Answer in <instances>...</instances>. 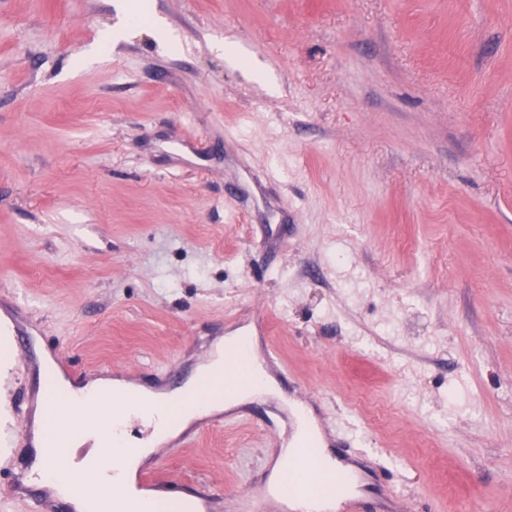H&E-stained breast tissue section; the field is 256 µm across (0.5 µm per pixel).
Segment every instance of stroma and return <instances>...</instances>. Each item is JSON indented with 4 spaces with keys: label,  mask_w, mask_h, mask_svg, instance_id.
Masks as SVG:
<instances>
[{
    "label": "stroma",
    "mask_w": 512,
    "mask_h": 512,
    "mask_svg": "<svg viewBox=\"0 0 512 512\" xmlns=\"http://www.w3.org/2000/svg\"><path fill=\"white\" fill-rule=\"evenodd\" d=\"M128 2L0 0V512L40 354L152 388L245 333L296 394L153 460L208 512L304 396L371 512H512V0Z\"/></svg>",
    "instance_id": "stroma-1"
}]
</instances>
